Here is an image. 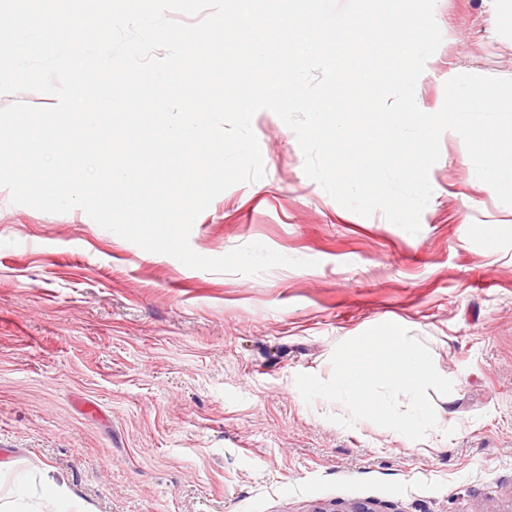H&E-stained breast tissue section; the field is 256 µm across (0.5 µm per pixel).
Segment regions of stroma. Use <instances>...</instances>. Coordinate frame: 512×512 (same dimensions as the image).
Segmentation results:
<instances>
[{"label":"stroma","mask_w":512,"mask_h":512,"mask_svg":"<svg viewBox=\"0 0 512 512\" xmlns=\"http://www.w3.org/2000/svg\"><path fill=\"white\" fill-rule=\"evenodd\" d=\"M434 16L422 111L456 75L512 78V16L493 0H436ZM251 127L264 177L217 196L190 246L218 257L260 242L312 267L192 269L0 188V496L30 471L88 512H512V206L445 134L412 235L308 178L275 113ZM383 322L456 382L454 399L433 395L438 429L419 441L331 423L345 408L295 386L329 379L335 346Z\"/></svg>","instance_id":"obj_1"}]
</instances>
